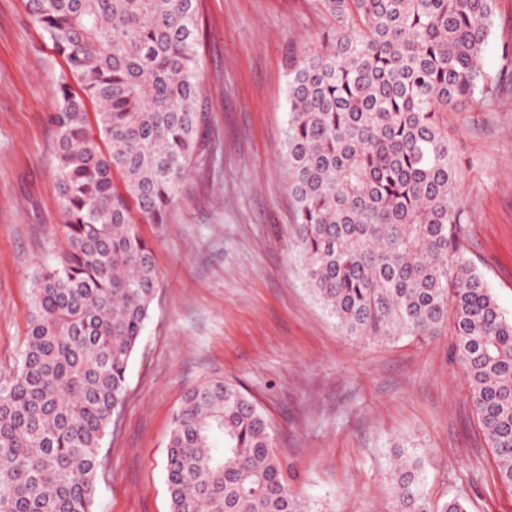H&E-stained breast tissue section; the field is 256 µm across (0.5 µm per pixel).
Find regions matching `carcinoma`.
Here are the masks:
<instances>
[{
	"label": "carcinoma",
	"instance_id": "obj_1",
	"mask_svg": "<svg viewBox=\"0 0 512 512\" xmlns=\"http://www.w3.org/2000/svg\"><path fill=\"white\" fill-rule=\"evenodd\" d=\"M24 2L66 63L49 121L67 246L37 273L20 364L0 378V512H90L159 287L135 217L163 223L210 142L200 0ZM317 2L336 29L287 59L283 147L309 289L360 342L452 327L451 359L512 485V320L466 257L439 123L497 99L481 66L495 0ZM272 445L240 386L188 389L167 448L170 512H301ZM421 470L399 452L396 512H431Z\"/></svg>",
	"mask_w": 512,
	"mask_h": 512
}]
</instances>
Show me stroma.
<instances>
[{"instance_id": "obj_1", "label": "stroma", "mask_w": 512, "mask_h": 512, "mask_svg": "<svg viewBox=\"0 0 512 512\" xmlns=\"http://www.w3.org/2000/svg\"><path fill=\"white\" fill-rule=\"evenodd\" d=\"M335 21L317 0H201V101L214 137L161 224H140L159 288L127 370V399L102 441L93 512H170L166 452L185 392L241 384L306 512H395L399 444L425 458L431 508L512 512V486L449 357L451 330L357 342L309 290L282 159L290 55ZM512 0H496L482 54L502 99L446 112L465 214L462 243L512 318ZM65 70L23 0H0V373L24 344L35 275L63 241L48 114Z\"/></svg>"}]
</instances>
